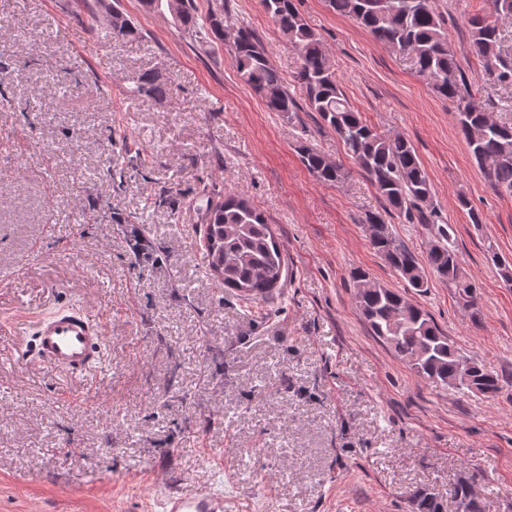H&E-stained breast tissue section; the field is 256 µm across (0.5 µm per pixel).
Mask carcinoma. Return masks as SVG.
<instances>
[{"label": "carcinoma", "mask_w": 512, "mask_h": 512, "mask_svg": "<svg viewBox=\"0 0 512 512\" xmlns=\"http://www.w3.org/2000/svg\"><path fill=\"white\" fill-rule=\"evenodd\" d=\"M328 2L337 13L352 17L376 41L412 57L417 73L429 80L439 96L456 105L460 131L477 165L496 189L512 194V124L494 119L463 83L434 0ZM260 4L300 57L297 79L306 88L309 108L336 134L376 187L385 212L427 227L434 241L427 254L429 268L454 288L463 304L477 306L479 286L462 273L451 225L435 223L432 212L421 208L431 198V185L413 145L402 136L377 132L350 106L323 41L299 13L294 0H260ZM492 6V14L469 19L471 48L484 67L497 72L501 82L512 84V61L503 57L498 28L492 21L494 15L512 16V0H492ZM172 18L195 37L224 40V0H213L203 16L198 15L196 0H181V8ZM110 32L131 40L140 37L130 19L116 7L110 14ZM230 51L240 78L261 96L269 111L296 110L295 100L252 30L237 28ZM134 84L135 93L155 100H163L170 93L168 80L158 71L141 74ZM301 160L321 183L335 185L347 178L341 163L310 146L302 147ZM204 211L202 241L209 272L245 299L266 300L280 290L286 278L285 261L264 215L249 200L232 194L207 197ZM368 227L376 252L408 287L418 293L427 292L428 279L422 265L396 239L384 218L369 216ZM353 280L357 305L373 335L389 345L417 375L487 398L498 393L499 376L462 355L427 311L372 281L364 271L354 272ZM470 484L468 478L452 484L456 503L466 512H488L487 502L473 492ZM416 509L441 512L437 498L427 492L417 496Z\"/></svg>", "instance_id": "1"}]
</instances>
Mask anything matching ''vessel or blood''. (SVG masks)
I'll return each instance as SVG.
<instances>
[{"mask_svg": "<svg viewBox=\"0 0 512 512\" xmlns=\"http://www.w3.org/2000/svg\"><path fill=\"white\" fill-rule=\"evenodd\" d=\"M38 358L55 371L79 373L97 359L105 339L97 324L76 310L55 313L36 329ZM163 512H224V495L199 482L190 490L169 493Z\"/></svg>", "mask_w": 512, "mask_h": 512, "instance_id": "obj_1", "label": "vessel or blood"}]
</instances>
